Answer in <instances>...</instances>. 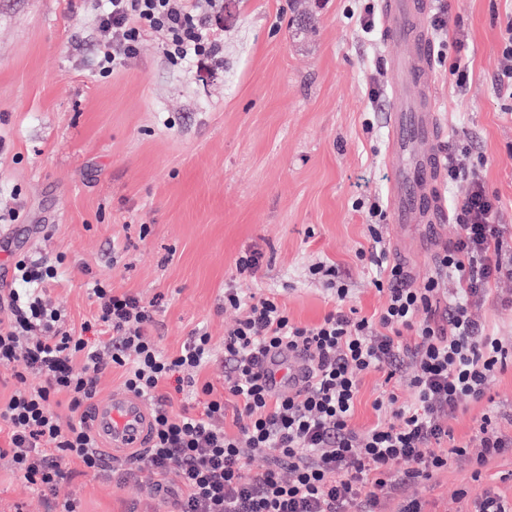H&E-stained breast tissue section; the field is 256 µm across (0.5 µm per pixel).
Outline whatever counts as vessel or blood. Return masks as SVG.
<instances>
[{"label":"vessel or blood","mask_w":512,"mask_h":512,"mask_svg":"<svg viewBox=\"0 0 512 512\" xmlns=\"http://www.w3.org/2000/svg\"><path fill=\"white\" fill-rule=\"evenodd\" d=\"M430 0H382V39L398 85L385 114L386 158L394 172L389 209L398 224H439L445 217L440 123L429 82L431 42L423 19ZM88 422L102 452L145 447L153 422L138 396L121 390L94 402Z\"/></svg>","instance_id":"obj_1"}]
</instances>
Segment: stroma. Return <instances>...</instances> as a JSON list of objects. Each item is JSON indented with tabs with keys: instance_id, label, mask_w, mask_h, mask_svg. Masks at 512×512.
Listing matches in <instances>:
<instances>
[{
	"instance_id": "1",
	"label": "stroma",
	"mask_w": 512,
	"mask_h": 512,
	"mask_svg": "<svg viewBox=\"0 0 512 512\" xmlns=\"http://www.w3.org/2000/svg\"><path fill=\"white\" fill-rule=\"evenodd\" d=\"M463 19L469 80L458 89L447 64L429 79L444 138L459 132L484 161L486 185L512 225V99L497 86L502 36L512 0H444ZM357 0H224V69L216 75L172 66L160 40L145 36L139 55L109 77L95 67L97 20L83 0H0V286L12 282L14 253L55 265L43 286L67 327L91 320L89 282L106 281L154 302L150 331L172 354L204 328L216 350L239 318L224 289L274 293L288 316L318 323L334 308L312 264L335 266L360 315L386 302L372 284L361 201L387 203L382 108L393 77L380 33L361 30ZM263 252L259 276L238 272L246 250ZM512 279L473 310L512 340ZM495 409L512 436V364L488 396L463 401L448 421L457 444L479 445V423ZM470 458L452 460L416 492L429 512H472L491 489L512 498V457L490 460L473 480ZM58 500L80 512H172L151 482L119 462L96 473L73 467ZM0 459V512H45Z\"/></svg>"
}]
</instances>
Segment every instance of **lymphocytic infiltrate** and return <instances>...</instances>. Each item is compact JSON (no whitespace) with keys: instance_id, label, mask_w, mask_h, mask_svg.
Segmentation results:
<instances>
[{"instance_id":"lymphocytic-infiltrate-1","label":"lymphocytic infiltrate","mask_w":512,"mask_h":512,"mask_svg":"<svg viewBox=\"0 0 512 512\" xmlns=\"http://www.w3.org/2000/svg\"><path fill=\"white\" fill-rule=\"evenodd\" d=\"M98 14L96 67L106 74L124 67L140 50L143 36L158 35L170 62L210 73L224 67L223 36L212 22L224 0H104ZM467 138L448 145V181L466 191L450 219L455 241L436 259L437 272L414 283L405 266L390 260L377 230L387 219L379 202L368 208L372 240L368 259L376 268L373 285L386 302L377 318L344 311L349 296L335 267L322 263L311 275L323 279L336 303L313 325L290 320L268 295L243 297L224 290L226 306L242 316L224 332V388L200 382L215 359L207 332L195 331L173 354L158 350L148 334L154 324L149 302L117 293L95 281L93 322L82 333L66 330L59 309L42 300L55 266L14 258V279L0 289V366L23 361L13 389L0 399V422L8 426L10 457L16 472L42 495L50 512H76L75 501L58 502L56 487L69 476L68 464L96 472L106 462L92 437L84 409L97 393L102 371L120 369L125 390L155 400L148 446L127 458L130 470L157 480L158 489L176 487L177 512H382L383 492L399 493L397 512H427L413 489L446 470L466 447L448 445V419L463 399H483L498 372L512 361V344L475 322L470 309L490 295L491 283L512 278V239L500 222L496 196L489 192L481 165L459 166ZM458 288L445 295L444 280ZM100 327L95 346L86 331ZM415 340L405 343L404 332ZM301 353L308 375L301 389H276L263 373L266 358ZM39 375L30 384L28 373ZM386 382L414 389L413 405L399 404L395 392L375 399L382 420L367 429L351 426L362 382L372 373ZM206 398L203 411L172 413L162 390L170 378ZM66 396L72 412L62 418L53 403ZM238 399L237 434L223 426L225 396ZM52 449H44L43 441ZM263 457L267 467L248 474L246 466ZM405 470H398V463Z\"/></svg>"}]
</instances>
